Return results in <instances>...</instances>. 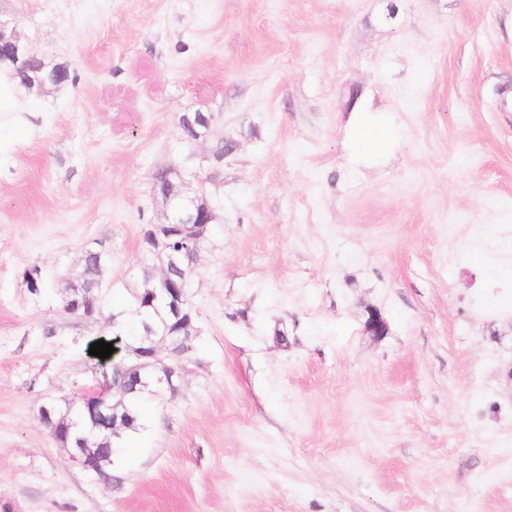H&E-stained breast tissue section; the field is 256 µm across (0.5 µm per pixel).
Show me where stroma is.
Segmentation results:
<instances>
[{"instance_id": "35a3bbf8", "label": "stroma", "mask_w": 512, "mask_h": 512, "mask_svg": "<svg viewBox=\"0 0 512 512\" xmlns=\"http://www.w3.org/2000/svg\"><path fill=\"white\" fill-rule=\"evenodd\" d=\"M0 21L71 72L0 152V512H512V0H0ZM190 112L215 121L188 144ZM221 138L178 390L99 480L37 411L91 384L90 343L161 276L156 170L194 185ZM98 240L111 313L81 319L62 285Z\"/></svg>"}]
</instances>
